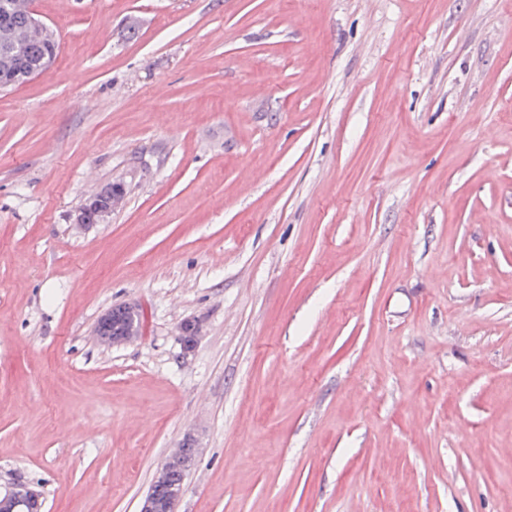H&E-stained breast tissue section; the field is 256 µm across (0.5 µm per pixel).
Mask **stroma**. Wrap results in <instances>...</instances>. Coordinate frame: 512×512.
I'll return each mask as SVG.
<instances>
[{
    "mask_svg": "<svg viewBox=\"0 0 512 512\" xmlns=\"http://www.w3.org/2000/svg\"><path fill=\"white\" fill-rule=\"evenodd\" d=\"M31 8L59 53L0 92V484L140 512L190 434L176 512H512V0ZM139 313L135 306L113 307L102 314L95 325V335L103 346L111 348L125 343L131 336Z\"/></svg>",
    "mask_w": 512,
    "mask_h": 512,
    "instance_id": "stroma-1",
    "label": "stroma"
}]
</instances>
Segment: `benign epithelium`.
<instances>
[{"label":"benign epithelium","mask_w":512,"mask_h":512,"mask_svg":"<svg viewBox=\"0 0 512 512\" xmlns=\"http://www.w3.org/2000/svg\"><path fill=\"white\" fill-rule=\"evenodd\" d=\"M95 216H106V210L101 201L92 197L85 199L76 209L78 224H87ZM137 319L139 313L136 307H113L98 318L95 335L107 348L121 345L129 339V332L133 331ZM197 334V324L187 322L182 326L181 341L185 351L195 348ZM196 453L193 436L185 435L179 448L156 470L140 512H175L174 504L183 494L185 479ZM44 508L45 500L40 492L22 483L0 486V512H43Z\"/></svg>","instance_id":"benign-epithelium-1"}]
</instances>
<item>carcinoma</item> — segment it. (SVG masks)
Returning a JSON list of instances; mask_svg holds the SVG:
<instances>
[{"instance_id": "obj_1", "label": "carcinoma", "mask_w": 512, "mask_h": 512, "mask_svg": "<svg viewBox=\"0 0 512 512\" xmlns=\"http://www.w3.org/2000/svg\"><path fill=\"white\" fill-rule=\"evenodd\" d=\"M7 17L0 20V78L19 86L27 82V71L57 44L53 30L43 32L31 24L29 8L19 0H0Z\"/></svg>"}]
</instances>
